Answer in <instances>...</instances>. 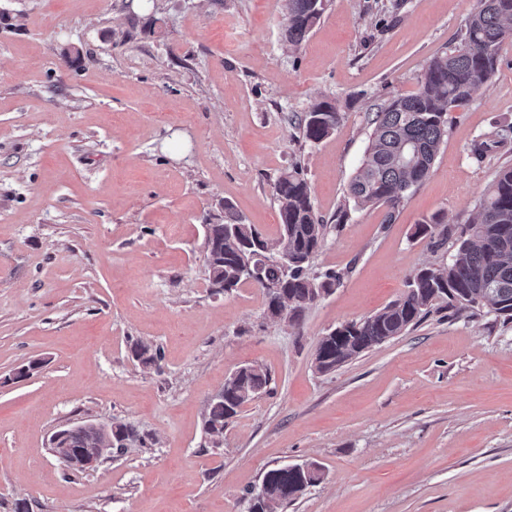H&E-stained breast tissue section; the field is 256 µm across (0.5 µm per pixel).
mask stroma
<instances>
[{
    "instance_id": "obj_1",
    "label": "stroma",
    "mask_w": 512,
    "mask_h": 512,
    "mask_svg": "<svg viewBox=\"0 0 512 512\" xmlns=\"http://www.w3.org/2000/svg\"><path fill=\"white\" fill-rule=\"evenodd\" d=\"M154 3L0 0V512H248L267 470L302 462L323 479L284 512H512V321L437 306L314 366L321 336L447 262L452 241L416 224L476 221L512 166V137L469 154L512 125V42L388 224L347 195L368 117L418 89L477 0H329L297 49L287 0ZM321 100L341 122L311 143L296 119ZM295 165L328 226L309 275L342 279L292 322L254 285L210 288L203 238L228 204L277 238L274 184ZM140 340L159 365L132 359ZM249 363L270 390L212 447L207 401ZM115 420L142 443L89 472L52 455L60 427Z\"/></svg>"
}]
</instances>
